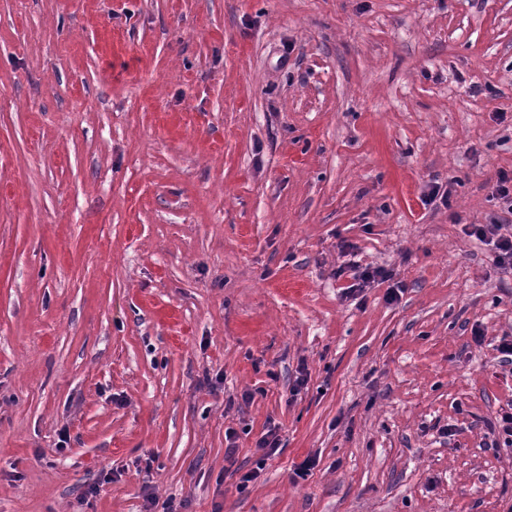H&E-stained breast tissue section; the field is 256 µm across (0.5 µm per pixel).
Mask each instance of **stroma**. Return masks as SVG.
<instances>
[{"label": "stroma", "mask_w": 512, "mask_h": 512, "mask_svg": "<svg viewBox=\"0 0 512 512\" xmlns=\"http://www.w3.org/2000/svg\"><path fill=\"white\" fill-rule=\"evenodd\" d=\"M501 170L512 0H0V512H512ZM504 224H471L469 235L491 246L496 264L512 271V232L503 233Z\"/></svg>", "instance_id": "obj_1"}]
</instances>
